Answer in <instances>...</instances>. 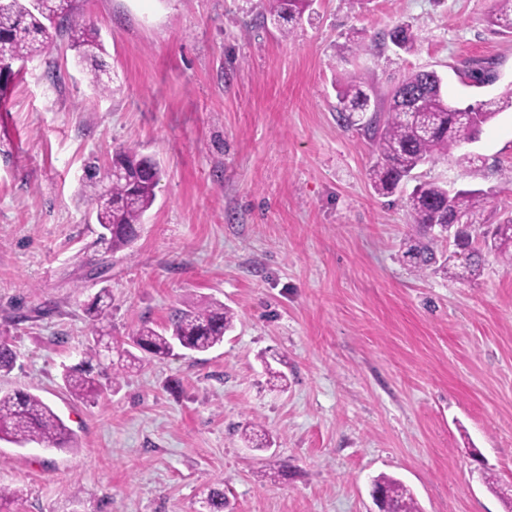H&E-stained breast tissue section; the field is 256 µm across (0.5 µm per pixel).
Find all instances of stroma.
<instances>
[{
  "mask_svg": "<svg viewBox=\"0 0 512 512\" xmlns=\"http://www.w3.org/2000/svg\"><path fill=\"white\" fill-rule=\"evenodd\" d=\"M100 30L101 96L65 36L0 87V392L40 395L71 452L0 441V512H372L370 481L403 480L422 512H512V267L416 275L403 260L407 190L379 196L372 141L336 112L337 80L385 103L436 70L465 106L512 83L496 0H315L285 36L267 0H73ZM409 24L416 49L383 34ZM366 39L352 46L353 33ZM132 146L163 176L130 248L106 252L85 167ZM422 179L486 191L477 218L512 217V110ZM112 298V343L187 303L235 315L224 342L175 349L72 398L63 366L91 339L84 309ZM281 360L286 390L263 359ZM260 426L257 450L242 432Z\"/></svg>",
  "mask_w": 512,
  "mask_h": 512,
  "instance_id": "35a3bbf8",
  "label": "stroma"
}]
</instances>
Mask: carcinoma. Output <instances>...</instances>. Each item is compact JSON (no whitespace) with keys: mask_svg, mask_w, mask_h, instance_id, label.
Here are the masks:
<instances>
[{"mask_svg":"<svg viewBox=\"0 0 512 512\" xmlns=\"http://www.w3.org/2000/svg\"><path fill=\"white\" fill-rule=\"evenodd\" d=\"M495 23L512 32V0H496ZM312 0H268L270 18L291 23L302 19ZM55 14L60 15L58 28L76 51L79 62L86 64L89 83L101 94L112 91L111 80L104 79L106 69L98 59L103 51L98 29L84 16L72 11L70 0H44L40 9L30 7L29 0L0 2V65L41 55L46 48L47 26ZM391 44L410 53L416 36L407 24H399L388 33ZM337 112L341 120L351 122L355 113L370 109L371 95L362 82L350 81L337 93ZM512 109V84L499 95L465 107L448 106L443 81L431 70L412 71L403 76L390 92L387 105L377 110L367 123L378 161L369 170L373 190L389 196L412 178V172L429 163L451 161L471 166L479 157L461 153V144L479 139L483 128L503 110ZM125 173L107 179L92 195L91 204L99 226L109 231L100 242L115 253L129 247L139 236L145 213L155 201V188L161 170L135 148L116 153ZM486 195L480 190L460 189L448 192V183L423 181L414 186L408 207L412 224L406 238L404 256L420 275L431 270L452 274L460 280L475 277L483 264V252H495L506 265H512V219L477 233V213L484 207ZM453 217L456 225L455 246L467 253L460 260L456 252L437 254L434 229ZM91 326L93 343L83 350L84 360L66 367L62 380L69 393L93 401L103 389L94 371L103 365V351L110 347L109 336L112 300L101 289L85 310ZM234 312L217 302H196L176 312L169 328L157 330L147 325L131 337V346L139 354L126 350L129 365L160 362L172 355L174 346L206 352L224 342L226 332L234 326ZM16 356L5 339L0 340V372H10ZM127 365V366H129ZM113 369L118 375L127 369ZM0 440L23 446L29 443L63 451L75 449V434L39 395L14 390L0 393ZM372 483L381 488L401 512H420L418 502L402 481L379 475ZM224 493L211 489L201 499L203 512H224Z\"/></svg>","mask_w":512,"mask_h":512,"instance_id":"1","label":"carcinoma"}]
</instances>
